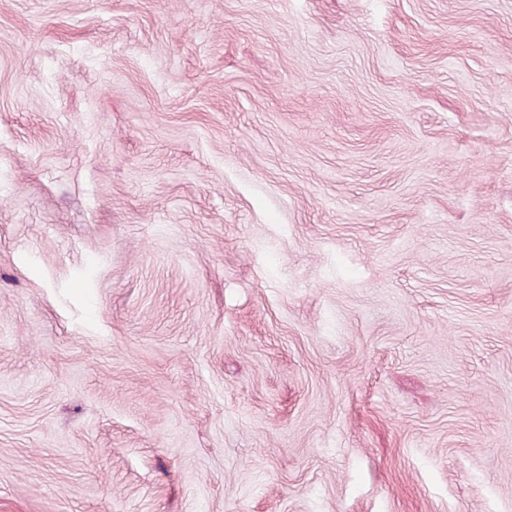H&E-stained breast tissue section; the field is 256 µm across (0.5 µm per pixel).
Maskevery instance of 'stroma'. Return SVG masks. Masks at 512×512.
I'll return each mask as SVG.
<instances>
[{"mask_svg":"<svg viewBox=\"0 0 512 512\" xmlns=\"http://www.w3.org/2000/svg\"><path fill=\"white\" fill-rule=\"evenodd\" d=\"M0 512H512V0H0Z\"/></svg>","mask_w":512,"mask_h":512,"instance_id":"35a3bbf8","label":"stroma"}]
</instances>
